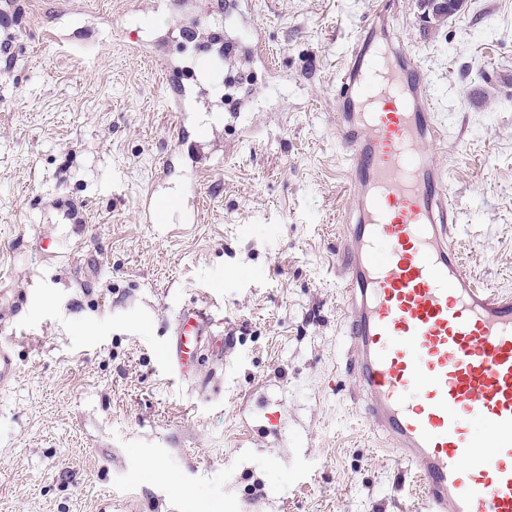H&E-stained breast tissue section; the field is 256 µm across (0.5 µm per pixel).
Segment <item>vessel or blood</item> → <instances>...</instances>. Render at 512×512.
<instances>
[{"label":"vessel or blood","instance_id":"b4317fda","mask_svg":"<svg viewBox=\"0 0 512 512\" xmlns=\"http://www.w3.org/2000/svg\"><path fill=\"white\" fill-rule=\"evenodd\" d=\"M393 0H379L336 76V142L351 201L341 258L345 372L365 416L414 466L425 512H512V294L477 284L450 236L460 216L432 147L443 125L418 58L394 42ZM259 27L226 52L254 55ZM222 55L197 72L225 83ZM181 110L182 74L166 70ZM204 296L181 307L162 351L180 380L224 358ZM0 342V391L18 375Z\"/></svg>","mask_w":512,"mask_h":512}]
</instances>
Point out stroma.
<instances>
[{
	"instance_id": "obj_1",
	"label": "stroma",
	"mask_w": 512,
	"mask_h": 512,
	"mask_svg": "<svg viewBox=\"0 0 512 512\" xmlns=\"http://www.w3.org/2000/svg\"><path fill=\"white\" fill-rule=\"evenodd\" d=\"M376 2L251 0L267 56L228 120L191 77L190 30L225 31L207 0H11L0 291L26 296L34 337L0 392V512H419L414 468L350 399L340 327L350 201L330 81ZM145 13L156 27L136 29ZM395 25L448 125L456 245L512 292V0L437 24L400 0ZM165 58L190 77L181 112ZM203 124L209 138L181 144ZM152 192L178 201L165 223L145 221ZM204 294L224 360L179 382L160 351Z\"/></svg>"
}]
</instances>
